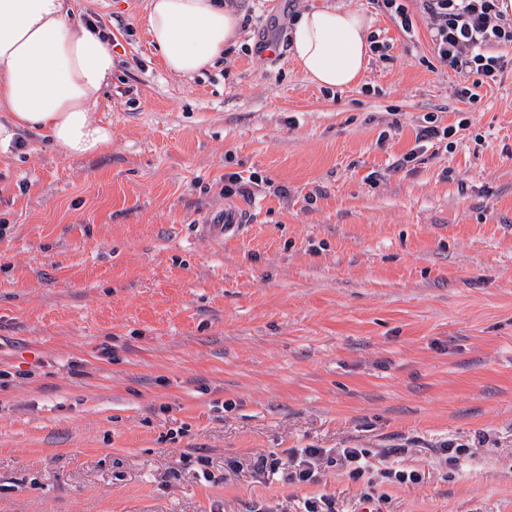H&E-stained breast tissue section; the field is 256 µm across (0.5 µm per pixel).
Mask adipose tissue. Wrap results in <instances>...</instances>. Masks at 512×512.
Returning <instances> with one entry per match:
<instances>
[{
	"label": "adipose tissue",
	"instance_id": "1",
	"mask_svg": "<svg viewBox=\"0 0 512 512\" xmlns=\"http://www.w3.org/2000/svg\"><path fill=\"white\" fill-rule=\"evenodd\" d=\"M70 0H0V110L11 130L46 135L65 155L107 152L112 127L95 115L112 80L108 39L72 20ZM143 25L166 70L190 77L235 44L239 16L216 0H149ZM369 21L322 5L304 10L288 36L291 53L316 86L357 85L370 56Z\"/></svg>",
	"mask_w": 512,
	"mask_h": 512
}]
</instances>
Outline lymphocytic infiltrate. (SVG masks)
I'll return each mask as SVG.
<instances>
[{"label":"lymphocytic infiltrate","mask_w":512,"mask_h":512,"mask_svg":"<svg viewBox=\"0 0 512 512\" xmlns=\"http://www.w3.org/2000/svg\"><path fill=\"white\" fill-rule=\"evenodd\" d=\"M504 0H377L404 32L413 29L414 13L428 23L433 50L440 66L481 86L496 79L502 69L499 46L512 45V13L503 10ZM472 87L458 88L471 97ZM319 448H295L286 459H273L272 469L286 473L288 482L306 484L319 479Z\"/></svg>","instance_id":"f902f5d3"}]
</instances>
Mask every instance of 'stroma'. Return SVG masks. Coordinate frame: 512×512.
I'll return each instance as SVG.
<instances>
[{
    "instance_id": "obj_1",
    "label": "stroma",
    "mask_w": 512,
    "mask_h": 512,
    "mask_svg": "<svg viewBox=\"0 0 512 512\" xmlns=\"http://www.w3.org/2000/svg\"><path fill=\"white\" fill-rule=\"evenodd\" d=\"M229 2L242 39L179 78L147 0H71L109 35L112 148L0 142V512H512V46L468 102L421 18L329 0L389 50L322 89L288 52L315 0ZM430 118L450 144L397 167ZM228 203L236 235L195 232ZM291 448L317 483L255 470Z\"/></svg>"
}]
</instances>
